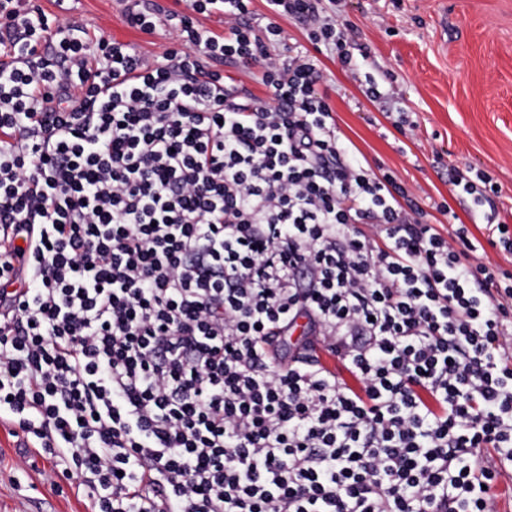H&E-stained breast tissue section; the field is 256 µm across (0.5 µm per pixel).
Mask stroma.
<instances>
[{
    "label": "stroma",
    "instance_id": "35a3bbf8",
    "mask_svg": "<svg viewBox=\"0 0 512 512\" xmlns=\"http://www.w3.org/2000/svg\"><path fill=\"white\" fill-rule=\"evenodd\" d=\"M90 36L138 45L161 58L175 35L128 27L123 0H73ZM353 30L350 65L311 48L305 29L280 18L288 48L315 57L336 127L358 156L381 164L409 189L432 224L459 221L482 235L486 207L454 195L451 167L468 165L496 183L500 215L512 225V0H340ZM373 78L382 97L362 92ZM446 203L450 214L438 206ZM20 438L0 426V512H84L68 481L52 491L46 464L19 470Z\"/></svg>",
    "mask_w": 512,
    "mask_h": 512
}]
</instances>
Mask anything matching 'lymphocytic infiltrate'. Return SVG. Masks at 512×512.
I'll list each match as a JSON object with an SVG mask.
<instances>
[{"label":"lymphocytic infiltrate","mask_w":512,"mask_h":512,"mask_svg":"<svg viewBox=\"0 0 512 512\" xmlns=\"http://www.w3.org/2000/svg\"><path fill=\"white\" fill-rule=\"evenodd\" d=\"M320 2L126 0L176 34L152 61L0 0V419L86 512H496L512 271L478 253L512 226L484 172L450 179L483 237L444 233L352 152L270 51L289 16L349 63Z\"/></svg>","instance_id":"lymphocytic-infiltrate-1"}]
</instances>
